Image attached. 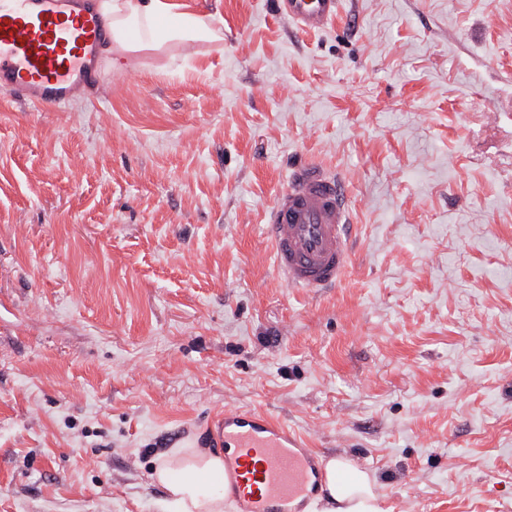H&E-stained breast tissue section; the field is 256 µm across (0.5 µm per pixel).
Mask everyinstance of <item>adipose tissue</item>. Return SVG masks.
<instances>
[{"label":"adipose tissue","instance_id":"ef3b65f1","mask_svg":"<svg viewBox=\"0 0 512 512\" xmlns=\"http://www.w3.org/2000/svg\"><path fill=\"white\" fill-rule=\"evenodd\" d=\"M95 8L108 32L107 51L116 63L131 53L163 52L220 37L204 17L185 11L180 0H96ZM344 473L350 481L346 487L340 480ZM153 477L177 512H224V497L216 492L224 482L221 456L176 448L159 462ZM323 488L321 512H382L373 477L349 461L325 462Z\"/></svg>","mask_w":512,"mask_h":512}]
</instances>
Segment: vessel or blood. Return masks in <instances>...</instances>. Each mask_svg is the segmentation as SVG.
I'll return each mask as SVG.
<instances>
[{
  "mask_svg": "<svg viewBox=\"0 0 512 512\" xmlns=\"http://www.w3.org/2000/svg\"><path fill=\"white\" fill-rule=\"evenodd\" d=\"M299 28L337 18L339 0H280ZM106 30L93 0H0V88L38 108L65 105L101 74ZM351 211L342 175L316 163L291 173L268 213L267 238L289 287L333 288L352 257ZM224 456V490L236 512H299L321 483L320 459L285 424L241 408L217 413L206 430Z\"/></svg>",
  "mask_w": 512,
  "mask_h": 512,
  "instance_id": "obj_1",
  "label": "vessel or blood"
}]
</instances>
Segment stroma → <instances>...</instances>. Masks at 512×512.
I'll use <instances>...</instances> for the list:
<instances>
[{"label": "stroma", "instance_id": "obj_1", "mask_svg": "<svg viewBox=\"0 0 512 512\" xmlns=\"http://www.w3.org/2000/svg\"><path fill=\"white\" fill-rule=\"evenodd\" d=\"M223 40L69 107L0 90V512H161L224 407L359 464L383 512H512V0H181ZM345 173L355 249L274 268L293 168ZM283 10L304 31H318L338 17L339 0H279Z\"/></svg>", "mask_w": 512, "mask_h": 512}]
</instances>
